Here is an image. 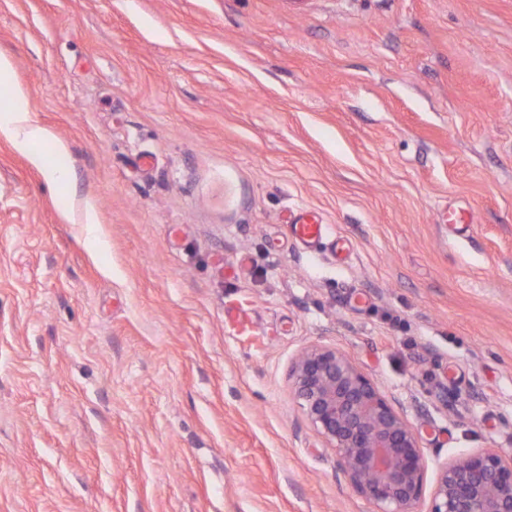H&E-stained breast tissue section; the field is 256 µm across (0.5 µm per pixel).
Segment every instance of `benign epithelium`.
<instances>
[{
    "label": "benign epithelium",
    "instance_id": "benign-epithelium-1",
    "mask_svg": "<svg viewBox=\"0 0 512 512\" xmlns=\"http://www.w3.org/2000/svg\"><path fill=\"white\" fill-rule=\"evenodd\" d=\"M291 378L308 421L374 512H512V448L450 459L427 499L417 431L349 356L311 346L295 360Z\"/></svg>",
    "mask_w": 512,
    "mask_h": 512
}]
</instances>
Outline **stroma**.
<instances>
[{"mask_svg": "<svg viewBox=\"0 0 512 512\" xmlns=\"http://www.w3.org/2000/svg\"><path fill=\"white\" fill-rule=\"evenodd\" d=\"M1 51L73 180L0 138V512H373L314 344L428 479L512 448V0H0ZM286 226L290 236L308 248L320 243L325 228L317 212L295 213L288 219ZM252 318L247 310L235 304L224 305V325L238 336H252Z\"/></svg>", "mask_w": 512, "mask_h": 512, "instance_id": "stroma-1", "label": "stroma"}]
</instances>
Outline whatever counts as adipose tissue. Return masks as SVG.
Listing matches in <instances>:
<instances>
[{
	"label": "adipose tissue",
	"mask_w": 512,
	"mask_h": 512,
	"mask_svg": "<svg viewBox=\"0 0 512 512\" xmlns=\"http://www.w3.org/2000/svg\"><path fill=\"white\" fill-rule=\"evenodd\" d=\"M11 75L12 64L9 58L0 53V88L7 89L10 98L9 107L0 110V137L8 140L16 151L26 155L47 181L58 186L67 183L70 179L69 171L46 166L37 152V144L50 141L52 134L25 107L26 95L12 84Z\"/></svg>",
	"instance_id": "ef3b65f1"
}]
</instances>
